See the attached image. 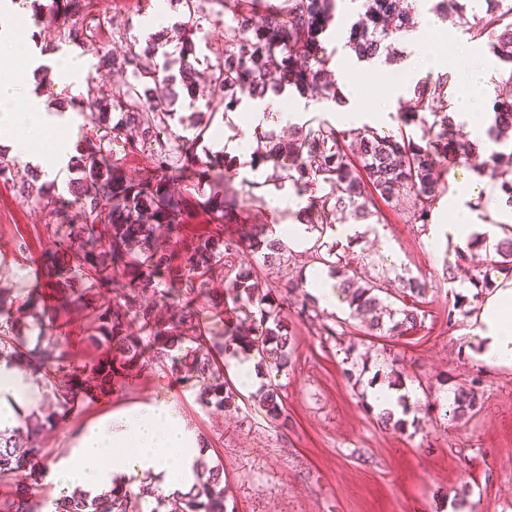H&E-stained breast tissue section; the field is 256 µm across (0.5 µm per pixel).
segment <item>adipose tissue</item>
Listing matches in <instances>:
<instances>
[{
  "mask_svg": "<svg viewBox=\"0 0 512 512\" xmlns=\"http://www.w3.org/2000/svg\"><path fill=\"white\" fill-rule=\"evenodd\" d=\"M14 17L9 0H0V147L9 149L31 169L51 179L67 162L76 141L72 138L61 141L54 162L49 164L37 153L35 136L39 130L68 124L70 114L48 104L45 94L30 88L29 83L49 68L60 74L67 73L70 63L51 46L19 38L14 30ZM21 58L27 62L23 70L16 67ZM495 79L492 68L486 65L474 66L470 73L471 98L459 104L455 119L465 123L471 138L487 137L486 125L473 113L474 101L494 94ZM22 82L27 83L29 89L20 98L16 88ZM286 99L291 100V109L279 112L281 101ZM310 108V103L292 97L290 90L285 89L261 99L242 100L231 118L241 129L248 130L263 123L265 113L276 111L282 122L295 123ZM472 201L473 190L467 185L449 196L444 223L432 225L429 231L432 246L449 243L463 249L477 235L492 245L512 231V226L507 224L471 223L469 205ZM475 333L478 359L489 365L512 366V281L486 298L476 318ZM38 389L33 377L11 363L0 361V432L16 426L17 410L28 404ZM75 448L78 456L97 462L115 448H131L135 454L130 460L115 458L106 468L97 466L88 470L76 464L65 465L53 476L59 491H68L77 484L103 486L132 468L137 474H149L165 493L183 492L202 454L199 436L187 427L175 408L164 403H148L101 418L82 432Z\"/></svg>",
  "mask_w": 512,
  "mask_h": 512,
  "instance_id": "adipose-tissue-1",
  "label": "adipose tissue"
}]
</instances>
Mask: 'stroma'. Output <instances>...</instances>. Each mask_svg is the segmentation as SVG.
I'll return each instance as SVG.
<instances>
[{
	"mask_svg": "<svg viewBox=\"0 0 512 512\" xmlns=\"http://www.w3.org/2000/svg\"><path fill=\"white\" fill-rule=\"evenodd\" d=\"M152 0H98L101 25L86 53L87 72L102 89L124 78L112 58L132 45H145L152 31L145 19ZM429 46L454 43L448 60V102L467 91L464 64L487 62L501 72L503 62L458 22L429 28ZM401 64L361 65L351 72L366 107L380 104V82L401 74ZM44 216L0 183V288L21 300L30 288L45 287L31 273L49 242ZM428 230L408 216L387 212L380 224H366L354 243L369 276L397 283L413 274L432 281L421 308V326L395 338L364 335L349 310L324 312L338 331L321 336L317 325L289 313L292 364L278 381L290 417L287 427L270 421L255 401V388L241 389L235 407L218 412L199 398V387L154 368L134 379L116 374L112 391L81 398L51 431V463H68L88 426L138 404L168 403L179 408L188 428L205 442L204 462L222 460L228 512H451L454 495L467 494L469 512H512V366H488L475 356L474 318L449 313L455 291L443 277L448 247L430 249ZM235 262L256 266L262 284H277L311 266L310 251L290 252L287 267L260 265L259 255L239 250ZM398 369L414 396L398 430L383 429L368 404L370 385ZM481 377L480 411L469 421L448 420V396L458 384Z\"/></svg>",
	"mask_w": 512,
	"mask_h": 512,
	"instance_id": "1",
	"label": "stroma"
}]
</instances>
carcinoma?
Wrapping results in <instances>:
<instances>
[{"instance_id":"carcinoma-1","label":"carcinoma","mask_w":512,"mask_h":512,"mask_svg":"<svg viewBox=\"0 0 512 512\" xmlns=\"http://www.w3.org/2000/svg\"><path fill=\"white\" fill-rule=\"evenodd\" d=\"M340 0H224V58L222 67L207 74L203 107L209 113L236 110L248 93L262 98L288 86L299 95L317 91L319 99L340 95L335 78L333 41L357 59L398 55L399 36L420 25L416 0H348L351 18L339 9ZM482 16L468 17L461 0H434L430 11L455 15L465 33L486 43L490 52L511 68L499 75L493 102L489 141L480 150L463 139L448 114L447 74L428 76L399 104L396 125L386 129L364 125L338 128L326 119L308 120L290 128L288 138L258 125L252 134L250 167L269 170L265 178H238L241 163L227 152L200 158L196 143L207 127L193 123V137L173 129L176 112L172 88L181 85L195 96V39L203 22L211 20L197 0H184L188 12L179 56L158 61L161 35L146 47L130 49L112 67L127 74L107 96L93 86L70 100L77 112L103 110L122 113L113 123L100 119L84 137L76 164L79 177L71 198L48 196L35 180L19 174L15 164L0 159V180L18 188L24 201L42 209L44 229L52 247L42 255L49 290L32 289L15 307L0 295V359L15 363L47 391L53 409L31 412L8 433L0 432V482L22 487V496L0 497V512H138L127 486L116 481L92 496L75 489L50 500L38 493L49 474L52 449L47 434L67 417L76 399L112 391V377L153 366L202 388L203 403L224 411L235 403L238 390L224 380L227 352L256 355L262 365L281 373L291 364L293 334L284 312L298 307L308 320L319 317L302 277L285 276L264 288L251 265L229 260L247 244L269 264L286 263L287 245L269 235L271 223L247 224L236 215L237 195L248 189L288 186L306 205L296 213L301 224L319 233L333 229L329 216H348L367 224L384 220L382 208L402 212L416 224L432 223V213L448 192V165L465 164L497 182L500 198L512 208V0H485ZM94 0H52L51 10L71 25L56 29V37L84 45V26ZM119 145L124 154H118ZM128 156L148 159L151 174L139 182L121 173ZM209 190L206 210L215 229L189 235L185 215L191 196ZM240 225L238 239L224 238V224ZM316 239L315 259L328 264L336 257V275L343 300L364 323L368 336H400L422 323L420 300L431 289L419 277H400L398 296L410 298L399 309L384 304L383 282L357 271L360 258L340 254ZM496 257L483 268L468 264L457 251L444 275L448 282H467L472 299L454 296L452 309L484 301L498 288V279H512V236L495 245ZM229 281L234 300L252 307L251 327L232 324L220 332L204 331L203 312H224V297L211 293L215 280ZM80 308L87 318L79 341L103 353L83 370L67 362L56 340L67 326L66 308ZM22 310L31 325L14 316ZM260 404L267 417L288 425L280 385L269 384ZM479 412L478 380L458 385L449 414L471 418ZM149 512H226L224 465L202 466L187 491L169 496L159 491Z\"/></svg>"}]
</instances>
